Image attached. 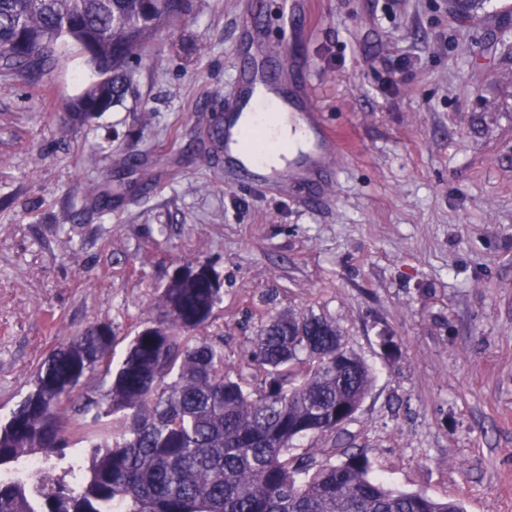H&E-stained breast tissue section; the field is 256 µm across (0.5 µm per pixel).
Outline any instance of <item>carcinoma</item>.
I'll return each instance as SVG.
<instances>
[{"mask_svg": "<svg viewBox=\"0 0 512 512\" xmlns=\"http://www.w3.org/2000/svg\"><path fill=\"white\" fill-rule=\"evenodd\" d=\"M187 0H0V69L32 82L49 74L61 47L91 53L98 70L67 105L85 122L121 101L129 65L186 12ZM208 277L171 278L163 319L132 338L105 394L81 421L61 404L90 371L111 374L115 336L92 326L61 344L35 388L0 422V512H464L460 502L401 492L349 453L312 468L292 454L362 404L373 375L312 313L268 318L244 359L264 368L250 390L231 379L224 350L198 336L220 299ZM90 447L89 465L72 440ZM60 469L45 481L33 457Z\"/></svg>", "mask_w": 512, "mask_h": 512, "instance_id": "carcinoma-1", "label": "carcinoma"}]
</instances>
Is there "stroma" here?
<instances>
[{
    "label": "stroma",
    "instance_id": "obj_1",
    "mask_svg": "<svg viewBox=\"0 0 512 512\" xmlns=\"http://www.w3.org/2000/svg\"><path fill=\"white\" fill-rule=\"evenodd\" d=\"M452 3L310 0L289 37L281 0H188L83 125L65 118L92 76L79 47L37 85L0 70V418L90 325L122 357L200 261L222 283L200 334L229 372L288 312L332 321L372 367L354 416L304 439L316 462L358 452L393 489L512 512V0L471 20ZM282 40L341 147L312 203L302 182L227 181L208 140L242 53Z\"/></svg>",
    "mask_w": 512,
    "mask_h": 512
}]
</instances>
